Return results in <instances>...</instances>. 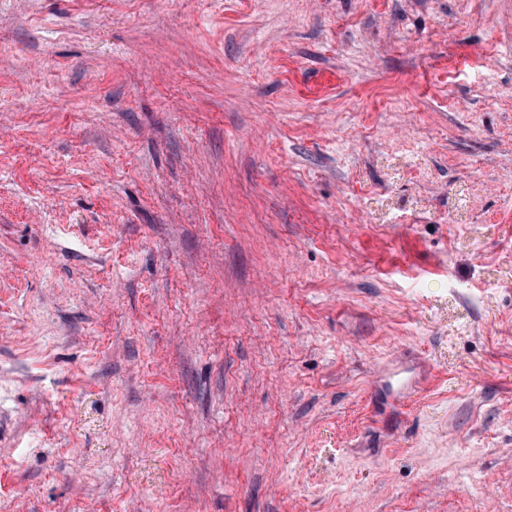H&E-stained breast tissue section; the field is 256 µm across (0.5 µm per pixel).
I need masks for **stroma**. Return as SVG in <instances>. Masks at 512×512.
Returning a JSON list of instances; mask_svg holds the SVG:
<instances>
[{
  "label": "stroma",
  "mask_w": 512,
  "mask_h": 512,
  "mask_svg": "<svg viewBox=\"0 0 512 512\" xmlns=\"http://www.w3.org/2000/svg\"><path fill=\"white\" fill-rule=\"evenodd\" d=\"M0 512H512V0H0ZM427 375L426 363L416 355L400 354L399 363L382 367L371 388L372 404L389 418L401 415Z\"/></svg>",
  "instance_id": "obj_1"
}]
</instances>
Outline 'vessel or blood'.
Returning <instances> with one entry per match:
<instances>
[{
    "label": "vessel or blood",
    "mask_w": 512,
    "mask_h": 512,
    "mask_svg": "<svg viewBox=\"0 0 512 512\" xmlns=\"http://www.w3.org/2000/svg\"><path fill=\"white\" fill-rule=\"evenodd\" d=\"M426 374V364L421 358L401 354L398 364L378 371L371 388L374 406L390 417L402 414L406 402L418 392Z\"/></svg>",
    "instance_id": "b4317fda"
}]
</instances>
